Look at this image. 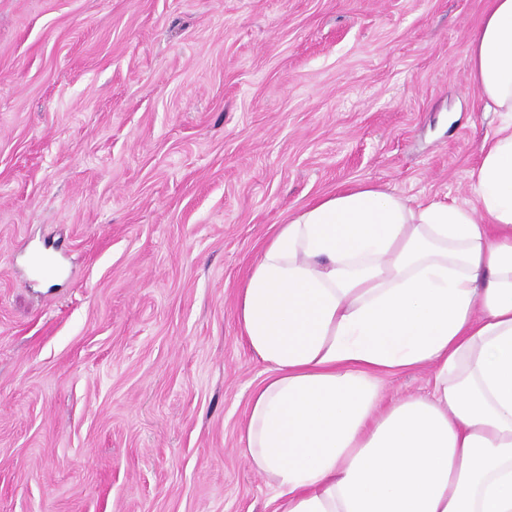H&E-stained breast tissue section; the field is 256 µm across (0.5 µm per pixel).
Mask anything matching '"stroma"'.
Wrapping results in <instances>:
<instances>
[{"label":"stroma","instance_id":"35a3bbf8","mask_svg":"<svg viewBox=\"0 0 512 512\" xmlns=\"http://www.w3.org/2000/svg\"><path fill=\"white\" fill-rule=\"evenodd\" d=\"M487 7L0 0V512H272L236 291L336 190L472 200ZM432 384L382 375L383 402Z\"/></svg>","mask_w":512,"mask_h":512}]
</instances>
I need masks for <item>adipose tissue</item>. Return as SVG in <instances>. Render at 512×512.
I'll use <instances>...</instances> for the list:
<instances>
[{
	"label": "adipose tissue",
	"instance_id": "adipose-tissue-1",
	"mask_svg": "<svg viewBox=\"0 0 512 512\" xmlns=\"http://www.w3.org/2000/svg\"><path fill=\"white\" fill-rule=\"evenodd\" d=\"M470 77L507 123L475 205L370 184L278 225L238 291L267 376L240 437L273 512H512V0H490ZM432 368L382 407L380 376Z\"/></svg>",
	"mask_w": 512,
	"mask_h": 512
}]
</instances>
